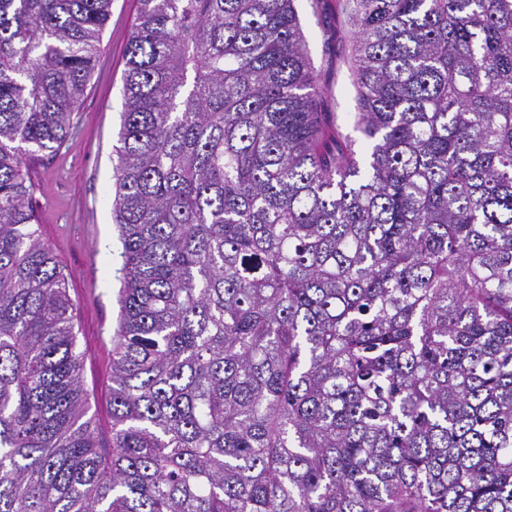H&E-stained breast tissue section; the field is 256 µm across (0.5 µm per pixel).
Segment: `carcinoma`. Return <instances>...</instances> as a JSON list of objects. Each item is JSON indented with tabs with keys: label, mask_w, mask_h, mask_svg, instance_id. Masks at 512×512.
I'll use <instances>...</instances> for the list:
<instances>
[{
	"label": "carcinoma",
	"mask_w": 512,
	"mask_h": 512,
	"mask_svg": "<svg viewBox=\"0 0 512 512\" xmlns=\"http://www.w3.org/2000/svg\"><path fill=\"white\" fill-rule=\"evenodd\" d=\"M354 149L294 0H138L112 448L30 169L112 0H0V512H512V0H345Z\"/></svg>",
	"instance_id": "1"
}]
</instances>
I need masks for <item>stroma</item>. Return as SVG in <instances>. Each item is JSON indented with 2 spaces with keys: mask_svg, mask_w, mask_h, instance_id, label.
I'll return each instance as SVG.
<instances>
[{
  "mask_svg": "<svg viewBox=\"0 0 512 512\" xmlns=\"http://www.w3.org/2000/svg\"><path fill=\"white\" fill-rule=\"evenodd\" d=\"M295 7L311 64L326 88L321 109L330 126L355 136L358 100L350 78L348 17L338 0H295ZM136 12L137 0H112L98 62L70 135L57 155L44 157L36 167L37 229L68 277L88 416L105 450L112 444V336L122 281V245L112 217L113 147L121 125L125 53Z\"/></svg>",
  "mask_w": 512,
  "mask_h": 512,
  "instance_id": "35a3bbf8",
  "label": "stroma"
}]
</instances>
